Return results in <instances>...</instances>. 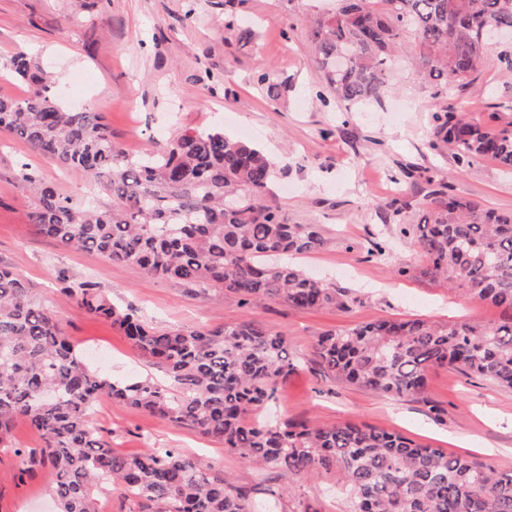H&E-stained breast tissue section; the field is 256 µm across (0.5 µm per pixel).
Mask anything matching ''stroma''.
<instances>
[{
  "label": "stroma",
  "instance_id": "35a3bbf8",
  "mask_svg": "<svg viewBox=\"0 0 512 512\" xmlns=\"http://www.w3.org/2000/svg\"><path fill=\"white\" fill-rule=\"evenodd\" d=\"M336 0H0V58L23 52L58 82L68 105L90 100L113 142L136 156L188 128L217 127L230 137L250 129L251 142L287 154L273 191L289 223L317 224L325 243L297 263L347 291L344 309L301 310L280 299L248 311L240 296L192 294L187 285L138 276L91 252L62 247L37 232L29 216L37 200L19 179V162L74 201L104 208L112 198L79 169L50 162L0 129V266L21 274L91 364L119 381L163 372L122 331L94 319L65 293L62 277L92 281L113 302L136 309L154 326L214 329L248 318L284 336L297 369L281 384L270 419L334 425L366 424L416 442L512 470V389L441 367L428 372L425 398L394 401L324 373L314 354L318 336L389 318L496 319V308L470 301L418 274L423 257L400 225L416 223L431 184L501 214L512 215V174L483 160L459 170L447 151L430 148L431 116L451 110L486 119L512 99V74L488 66L465 87L446 93L421 79L417 40L403 31L391 80L376 100L345 112L315 62L312 29ZM236 28L227 29V20ZM267 73V93L257 82ZM420 178L402 180V168ZM405 207L393 216L392 199ZM389 250L369 260V243ZM406 275H398V268ZM93 425L114 449L145 444L172 448L221 470L275 512H349L325 476L268 471L243 462L222 443L187 427L101 397ZM14 448H0V512H56L50 471L19 478Z\"/></svg>",
  "mask_w": 512,
  "mask_h": 512
}]
</instances>
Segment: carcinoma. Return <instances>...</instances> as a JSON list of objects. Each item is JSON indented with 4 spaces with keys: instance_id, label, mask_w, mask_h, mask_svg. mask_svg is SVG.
Returning a JSON list of instances; mask_svg holds the SVG:
<instances>
[{
    "instance_id": "1",
    "label": "carcinoma",
    "mask_w": 512,
    "mask_h": 512,
    "mask_svg": "<svg viewBox=\"0 0 512 512\" xmlns=\"http://www.w3.org/2000/svg\"><path fill=\"white\" fill-rule=\"evenodd\" d=\"M491 28L512 32V0H340L312 38L322 79L350 107L388 84L405 29L417 38L421 75L444 93L490 64L512 71V44L486 39ZM9 71L29 93L0 96V128L43 158L83 170L112 197L110 208L77 204L23 163L21 180L38 196L32 220L40 233L199 294H237L252 309L273 298L303 310L348 307L344 292L287 260L316 251L325 238L318 224L288 223L273 200L271 178L288 169L285 160L220 129H186L131 158L112 142L101 113L59 103L35 60L19 53ZM506 112L512 101L486 122L436 112L430 147L450 149L460 167L491 159L512 173V120L500 122ZM401 234L425 258L419 276L498 308L500 317L396 318L330 330L313 346L322 368L396 401L424 395L436 366L512 389V215L479 209L441 185L422 221ZM64 291L119 328L165 371L168 385L114 381L92 369L30 285L0 268V447L14 449L22 475L51 466L56 512H98L97 493L112 484L134 504L129 512H257L250 491L209 463L150 444L136 455L112 449L92 422L104 395L190 426L248 464L329 476L347 491L351 512H512V470L363 424L248 421L296 370L286 339L255 320L158 330L90 281H71ZM19 420L43 441L41 457L13 444Z\"/></svg>"
}]
</instances>
